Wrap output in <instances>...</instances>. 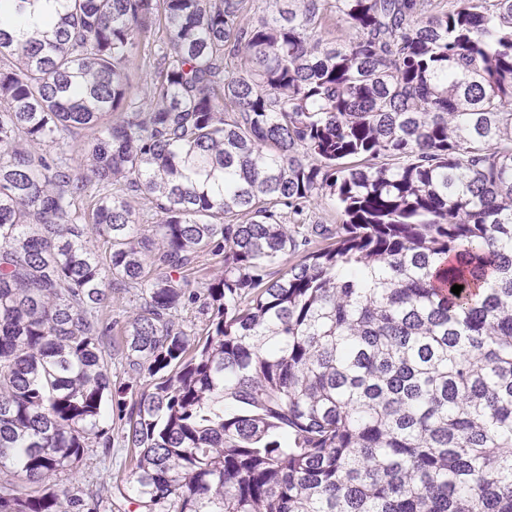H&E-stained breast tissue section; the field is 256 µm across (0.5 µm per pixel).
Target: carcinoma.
Wrapping results in <instances>:
<instances>
[{
  "label": "carcinoma",
  "mask_w": 512,
  "mask_h": 512,
  "mask_svg": "<svg viewBox=\"0 0 512 512\" xmlns=\"http://www.w3.org/2000/svg\"><path fill=\"white\" fill-rule=\"evenodd\" d=\"M273 2L0 10V512H112L114 414L144 512H512V0ZM135 68L130 71V79L140 97H147L150 91L149 73L156 64L153 53H150V46L147 43H140L134 49ZM138 65V68H136ZM147 76V77H146ZM148 82V84H147ZM284 224H336V202L328 195L319 196L301 216L284 215ZM140 292L136 288H123L119 284L112 286V305L104 310L106 317L117 321V326L112 331V338L120 334L121 329L141 302ZM201 308V304L198 303L190 310L178 312V321L191 338L201 334L202 329L205 328V324L207 323L209 315L206 314V311H202ZM103 448H91L76 479L88 491L106 493L112 485L127 478L130 469V450L114 443L109 453Z\"/></svg>",
  "instance_id": "cac0c4a2"
}]
</instances>
